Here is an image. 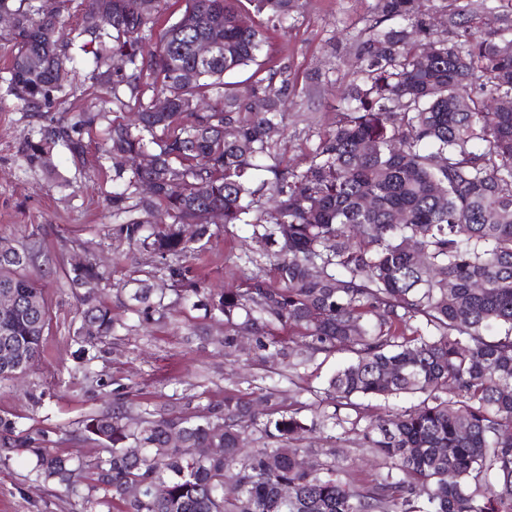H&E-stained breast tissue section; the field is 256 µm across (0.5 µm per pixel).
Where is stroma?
<instances>
[{
  "mask_svg": "<svg viewBox=\"0 0 512 512\" xmlns=\"http://www.w3.org/2000/svg\"><path fill=\"white\" fill-rule=\"evenodd\" d=\"M369 5L370 0H306L287 38L271 39L279 64L288 70V94L296 101L282 116L281 153L290 168L305 169L322 137L336 126V108L351 80L350 39L365 27ZM73 56L62 104L69 118L98 111L106 98L91 79L88 55L77 49ZM54 118L51 112L26 111L0 82V239L18 248L40 241L41 255L29 271L44 289L50 316L40 360L22 377L0 382V415L15 418L22 435L45 431L51 451L89 459L99 446L81 433V422L111 406L118 395L135 406L161 405L174 396L204 407L228 392L245 396L254 387L275 384L282 391L281 407L300 400L278 363L225 356L218 342L224 334L221 318L174 291H167L165 310L153 313L150 321H139L128 310L127 294L116 291V284L153 278L155 259L114 232L104 125L82 129L83 155L58 147L55 176L27 168L20 157L24 135ZM212 230L204 251L186 261L187 278L215 291L244 287L243 257L257 248L251 226L219 223ZM88 261L109 274V285L100 286L99 293L118 329L94 348L95 376L84 380L70 375L80 357L73 340L79 303L64 272ZM307 446L305 458L315 465L325 462V449L334 448L346 478L358 484L372 483L382 470L381 458L340 428L331 439L322 432L313 435ZM32 461L22 453L0 462V512H74L63 490L36 480Z\"/></svg>",
  "mask_w": 512,
  "mask_h": 512,
  "instance_id": "35a3bbf8",
  "label": "stroma"
}]
</instances>
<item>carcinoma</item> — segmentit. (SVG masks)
<instances>
[{
	"instance_id": "obj_1",
	"label": "carcinoma",
	"mask_w": 512,
	"mask_h": 512,
	"mask_svg": "<svg viewBox=\"0 0 512 512\" xmlns=\"http://www.w3.org/2000/svg\"><path fill=\"white\" fill-rule=\"evenodd\" d=\"M11 2L0 0L12 17L8 89L27 111L48 112L72 61L61 7ZM87 2L75 38L92 47V78L110 89L115 111L138 113V123L105 112L53 121L24 135L25 164L55 175L56 146L80 156L79 129L108 121L116 234L223 316L224 353L238 351L247 330L261 360L283 364L292 384L312 351L350 357L326 387H301L311 402L287 411L276 385L258 388L254 401L226 393L198 412L179 401L135 413L117 403L81 421L101 446L88 461L43 448V438L19 439L17 421L0 415V459L30 452L36 477L83 512L109 503L114 512H512V108L499 106L512 98V13L492 0H447L439 30L423 0H372L336 128L297 171L277 153L290 80L272 62L269 33L288 37L303 0H186L150 56L142 44L163 0ZM213 26L222 41L199 61L195 44ZM252 64L246 90L225 80ZM133 153L149 165L128 168ZM145 181L150 196L140 193ZM212 210L226 225L252 227L273 278L249 256L242 289L208 293L185 279L179 261L209 242ZM35 250L32 242L0 253V291L16 299L0 312V380L34 365L49 322L26 273ZM65 276L75 288L107 280L92 263ZM132 283L130 310L147 318L153 285ZM79 301L83 354L117 325L95 289ZM10 348L19 356L6 365ZM401 395L421 401L363 412L365 400ZM337 427L383 459L373 484L346 481L331 463L298 465L307 434ZM174 430L180 445L169 443ZM132 446L140 455L126 452ZM196 448L223 452L201 457Z\"/></svg>"
}]
</instances>
